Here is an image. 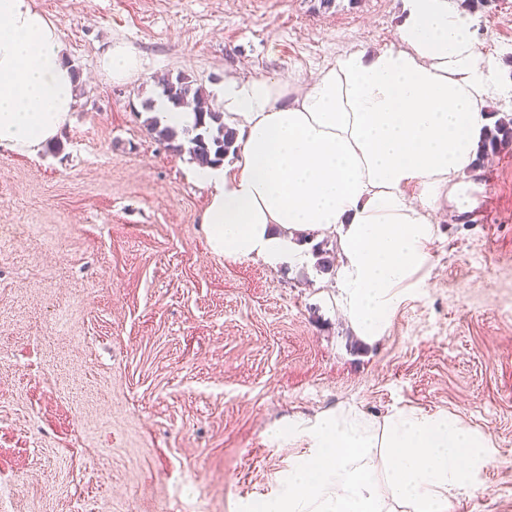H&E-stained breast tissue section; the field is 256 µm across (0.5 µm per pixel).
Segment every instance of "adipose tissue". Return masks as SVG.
Instances as JSON below:
<instances>
[{
	"mask_svg": "<svg viewBox=\"0 0 512 512\" xmlns=\"http://www.w3.org/2000/svg\"><path fill=\"white\" fill-rule=\"evenodd\" d=\"M475 20L448 0H406L400 48H353L309 79L225 78L216 104L234 123L233 165L196 167L201 224L218 257L270 267L306 259L297 236L337 232L340 309L356 336L384 335L431 259L442 202L479 173L499 96ZM102 71H142L125 42ZM78 78L57 25L35 0H0V148L37 153L76 108ZM274 440L304 442L280 495L248 512H448L478 491L493 445L452 413L414 407L372 417L341 404L289 418Z\"/></svg>",
	"mask_w": 512,
	"mask_h": 512,
	"instance_id": "adipose-tissue-1",
	"label": "adipose tissue"
}]
</instances>
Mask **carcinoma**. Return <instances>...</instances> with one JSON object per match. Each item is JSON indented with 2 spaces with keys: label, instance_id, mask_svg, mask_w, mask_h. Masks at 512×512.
Segmentation results:
<instances>
[{
  "label": "carcinoma",
  "instance_id": "cac0c4a2",
  "mask_svg": "<svg viewBox=\"0 0 512 512\" xmlns=\"http://www.w3.org/2000/svg\"><path fill=\"white\" fill-rule=\"evenodd\" d=\"M158 95L166 98L175 106L188 100L208 101V95L200 86L186 78L164 77L157 84ZM149 130L158 140L164 142L173 152L187 151L191 159L200 166L219 164L227 154L235 151L236 133L224 125L223 112L216 105L200 109L192 129L181 131L174 127L161 125L152 117ZM512 147V119L500 118L488 129L482 142V152H499Z\"/></svg>",
  "mask_w": 512,
  "mask_h": 512
}]
</instances>
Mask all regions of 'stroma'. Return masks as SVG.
Listing matches in <instances>:
<instances>
[{
	"instance_id": "stroma-1",
	"label": "stroma",
	"mask_w": 512,
	"mask_h": 512,
	"mask_svg": "<svg viewBox=\"0 0 512 512\" xmlns=\"http://www.w3.org/2000/svg\"><path fill=\"white\" fill-rule=\"evenodd\" d=\"M80 73L78 105L37 155L0 148V487L8 512H245L304 444L270 431L354 404L451 412L490 438L476 496L512 512V149L440 216L422 287L366 344L316 256L273 269L211 254L208 190L147 128L144 99L184 74L302 78L344 50L399 47L404 0H36ZM512 114V0L474 11ZM131 45L140 75L100 59ZM102 71L112 82L123 83L136 78L142 71L138 53L125 42L112 43L101 60Z\"/></svg>"
}]
</instances>
